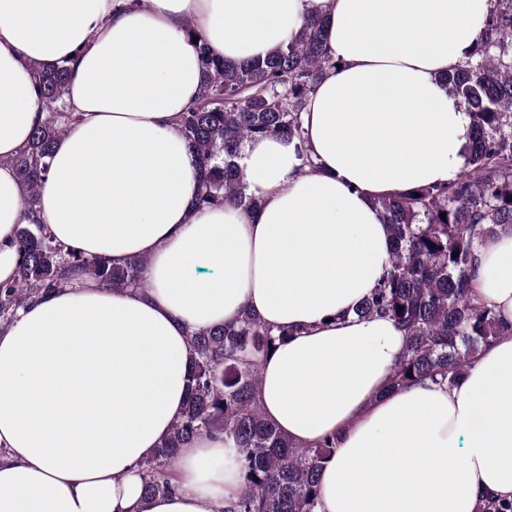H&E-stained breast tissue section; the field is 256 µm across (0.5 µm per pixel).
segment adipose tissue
Returning a JSON list of instances; mask_svg holds the SVG:
<instances>
[{"mask_svg":"<svg viewBox=\"0 0 512 512\" xmlns=\"http://www.w3.org/2000/svg\"><path fill=\"white\" fill-rule=\"evenodd\" d=\"M493 0H0V282L18 268L24 187L6 158L43 118L32 62L67 63L76 115L35 217L65 246L149 286L83 276L0 330V512H213L241 483L234 441L182 448L177 487L144 501L140 464L182 413L191 330L249 309L284 327L259 400L296 444L339 437L318 512H477L512 499V336L454 387L392 393L406 331L355 309L383 278L375 202L453 180L469 118L440 80L465 62ZM327 22L335 70L294 141L245 142L257 210L197 209L199 172L175 126L202 92L197 39L233 62L266 55L306 18ZM477 294L512 323V231L478 254Z\"/></svg>","mask_w":512,"mask_h":512,"instance_id":"adipose-tissue-1","label":"adipose tissue"}]
</instances>
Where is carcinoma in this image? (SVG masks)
Here are the masks:
<instances>
[{"label": "carcinoma", "mask_w": 512, "mask_h": 512, "mask_svg": "<svg viewBox=\"0 0 512 512\" xmlns=\"http://www.w3.org/2000/svg\"><path fill=\"white\" fill-rule=\"evenodd\" d=\"M197 50L203 91L176 120L201 174L196 206L253 211L258 201L247 195L238 164L245 141L294 140L304 165L315 167L302 112L317 84L337 67L327 51L326 21L306 20L278 50L243 63L224 59L201 38ZM31 68L45 117L27 146L8 160L26 188L28 214L36 211L53 149L72 120L64 101L70 68L39 62ZM443 81L470 119L467 165L446 184L376 201L393 249L386 274L357 309L361 317H388L407 331L390 393L422 379L451 387L481 351L512 334V324L471 291L479 251L512 231V0H496L471 59ZM15 239L21 262L13 280L0 282V329L75 274L112 290L147 287L145 256L116 266L66 247L40 223L17 225ZM286 336L288 329L275 333L247 310L233 323L191 333L186 406L141 466L144 499L175 490L180 448L203 436H224L239 449L241 492L215 512H317L320 472L336 453L337 436L300 447L265 417L257 399L263 362ZM479 512H512V499L487 497Z\"/></svg>", "instance_id": "obj_1"}]
</instances>
